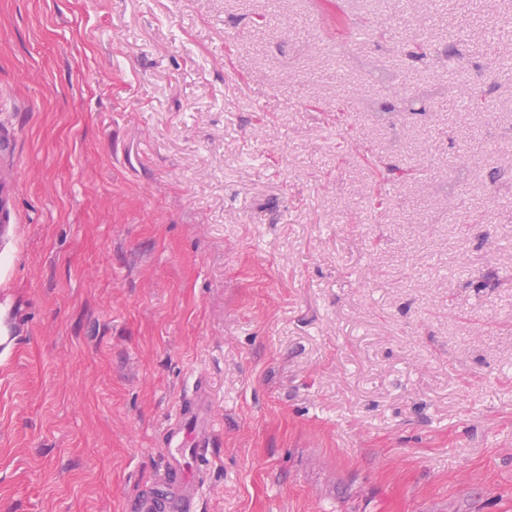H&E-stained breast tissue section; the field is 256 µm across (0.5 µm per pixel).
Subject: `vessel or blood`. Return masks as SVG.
Instances as JSON below:
<instances>
[{"instance_id":"b4317fda","label":"vessel or blood","mask_w":512,"mask_h":512,"mask_svg":"<svg viewBox=\"0 0 512 512\" xmlns=\"http://www.w3.org/2000/svg\"><path fill=\"white\" fill-rule=\"evenodd\" d=\"M213 421L200 399L186 400L164 436L165 469L137 512H198L197 493L210 464Z\"/></svg>"}]
</instances>
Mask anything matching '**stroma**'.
<instances>
[{"label":"stroma","mask_w":512,"mask_h":512,"mask_svg":"<svg viewBox=\"0 0 512 512\" xmlns=\"http://www.w3.org/2000/svg\"><path fill=\"white\" fill-rule=\"evenodd\" d=\"M0 172V512H135L199 382L201 512H512V0H0ZM426 101L424 96L415 94L414 96L398 95L395 100H374L377 109L380 112H423L426 111Z\"/></svg>","instance_id":"1"}]
</instances>
